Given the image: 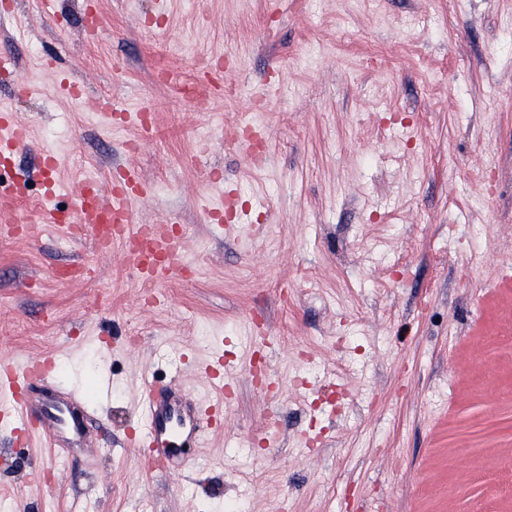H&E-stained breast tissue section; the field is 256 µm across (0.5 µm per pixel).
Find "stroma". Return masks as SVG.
<instances>
[{
    "label": "stroma",
    "instance_id": "1",
    "mask_svg": "<svg viewBox=\"0 0 512 512\" xmlns=\"http://www.w3.org/2000/svg\"><path fill=\"white\" fill-rule=\"evenodd\" d=\"M166 2L96 0L89 40L82 0H0L10 173L54 148L67 210L133 171L135 223L179 226L193 265L148 304L120 246L0 238V358L51 357L96 420L74 448L0 421V512H512V345L485 358L512 337V0ZM213 55L252 94L199 110L176 91ZM251 115L266 164L200 152ZM215 353L223 427L147 471L145 377L192 398ZM27 143V129L19 124L12 115L3 113L0 116V154L13 153Z\"/></svg>",
    "mask_w": 512,
    "mask_h": 512
}]
</instances>
